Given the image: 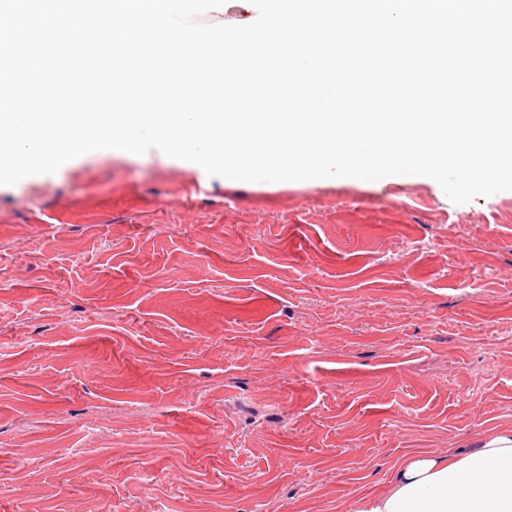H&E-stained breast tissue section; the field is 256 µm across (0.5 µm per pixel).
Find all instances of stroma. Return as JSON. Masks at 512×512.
Instances as JSON below:
<instances>
[{"instance_id":"stroma-1","label":"stroma","mask_w":512,"mask_h":512,"mask_svg":"<svg viewBox=\"0 0 512 512\" xmlns=\"http://www.w3.org/2000/svg\"><path fill=\"white\" fill-rule=\"evenodd\" d=\"M512 430V191L86 155L0 186V512H356Z\"/></svg>"}]
</instances>
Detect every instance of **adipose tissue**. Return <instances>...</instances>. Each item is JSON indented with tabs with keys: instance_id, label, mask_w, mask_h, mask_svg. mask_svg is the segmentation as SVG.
<instances>
[{
	"instance_id": "obj_1",
	"label": "adipose tissue",
	"mask_w": 512,
	"mask_h": 512,
	"mask_svg": "<svg viewBox=\"0 0 512 512\" xmlns=\"http://www.w3.org/2000/svg\"><path fill=\"white\" fill-rule=\"evenodd\" d=\"M357 512H512V431L476 436L467 452L407 460Z\"/></svg>"
}]
</instances>
